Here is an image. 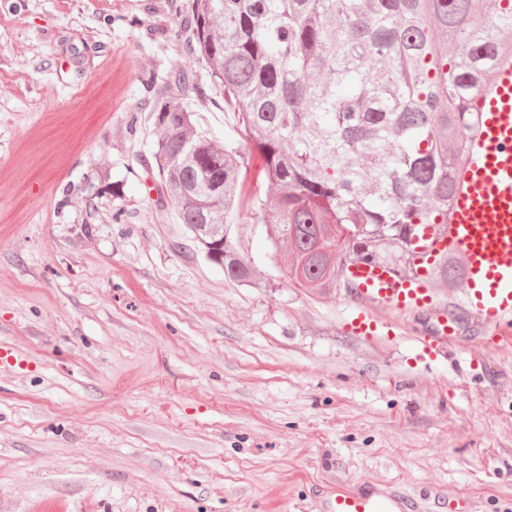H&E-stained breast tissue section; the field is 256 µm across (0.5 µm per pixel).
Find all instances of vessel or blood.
<instances>
[{"label":"vessel or blood","instance_id":"b4317fda","mask_svg":"<svg viewBox=\"0 0 512 512\" xmlns=\"http://www.w3.org/2000/svg\"><path fill=\"white\" fill-rule=\"evenodd\" d=\"M480 131L452 205L447 235H427L425 252L452 249L466 269L465 309L484 328L512 332V63L500 65L479 102ZM360 298L425 321L422 344L443 351L454 334L448 311L429 289L415 287L393 270L350 264ZM421 502L363 485H338L318 512H423Z\"/></svg>","mask_w":512,"mask_h":512}]
</instances>
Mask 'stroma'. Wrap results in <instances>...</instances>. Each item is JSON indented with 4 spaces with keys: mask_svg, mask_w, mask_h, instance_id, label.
<instances>
[{
    "mask_svg": "<svg viewBox=\"0 0 512 512\" xmlns=\"http://www.w3.org/2000/svg\"><path fill=\"white\" fill-rule=\"evenodd\" d=\"M180 2L0 0V512H316L339 481L512 512V343L470 320L435 358L375 305L360 336L261 217L242 286L160 203L156 99L234 120Z\"/></svg>",
    "mask_w": 512,
    "mask_h": 512,
    "instance_id": "stroma-1",
    "label": "stroma"
}]
</instances>
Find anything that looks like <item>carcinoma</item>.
I'll list each match as a JSON object with an SVG mask.
<instances>
[{"instance_id": "carcinoma-1", "label": "carcinoma", "mask_w": 512, "mask_h": 512, "mask_svg": "<svg viewBox=\"0 0 512 512\" xmlns=\"http://www.w3.org/2000/svg\"><path fill=\"white\" fill-rule=\"evenodd\" d=\"M504 2L491 12L486 0H187L189 52L207 62L237 122L221 139L198 128L188 104L162 97L152 155L205 260L255 283L228 232L246 207L294 256L289 279L312 296H353V262L424 285L462 283L453 251L418 265L412 242L448 223L480 127L475 102L512 60ZM169 80L196 87L189 71ZM254 158L263 195L247 184Z\"/></svg>"}]
</instances>
